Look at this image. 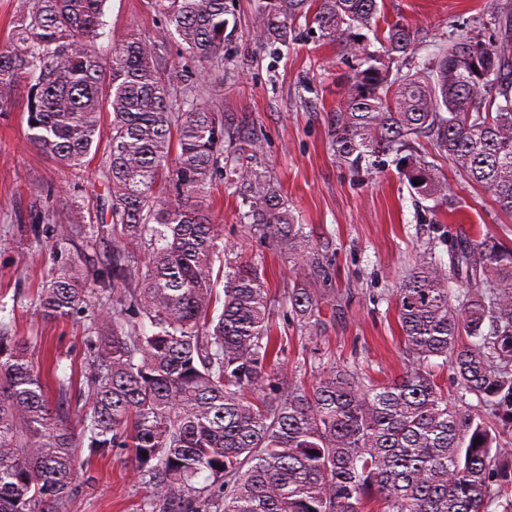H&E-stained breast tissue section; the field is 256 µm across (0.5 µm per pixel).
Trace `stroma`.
<instances>
[{
  "mask_svg": "<svg viewBox=\"0 0 512 512\" xmlns=\"http://www.w3.org/2000/svg\"><path fill=\"white\" fill-rule=\"evenodd\" d=\"M485 0H379L386 21L419 29L417 57H425L463 23L481 17ZM254 0H237L233 36L224 48L223 77L201 83L200 103L223 112L242 139L260 142L255 166L278 183L296 223L305 225L316 265H299L288 252L240 221L241 200L216 181L211 211L224 226L230 261L256 265L276 307L284 339V366L292 377L315 382L336 366L385 383L405 370L396 290L415 261L430 253L446 258L457 233L491 236L512 246V216L438 158L447 203L421 199L403 180L393 156L354 170L331 149L328 118L336 109L350 69L337 45L312 33L270 51L252 35ZM107 36L97 42L110 56L116 41L135 32L164 42L168 63L185 65L174 38L165 36L149 0H107ZM22 97L0 112V320L27 339L35 361L54 354L61 377L80 373L98 304L63 320L45 319L38 298L53 273L88 257L107 261L112 243L55 245L74 218L87 224L111 221L106 152L98 150L82 169L58 166L26 138ZM324 297L313 335L286 316L285 296L294 282ZM79 491L71 512H138L146 489L120 450L77 462Z\"/></svg>",
  "mask_w": 512,
  "mask_h": 512,
  "instance_id": "1",
  "label": "stroma"
}]
</instances>
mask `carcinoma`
<instances>
[{"mask_svg":"<svg viewBox=\"0 0 512 512\" xmlns=\"http://www.w3.org/2000/svg\"><path fill=\"white\" fill-rule=\"evenodd\" d=\"M105 3L17 0L14 47L0 51V112L23 91L29 143L65 168L84 166L107 138L112 200V223L72 222L61 238L112 240L108 262L90 277L61 269L39 299L53 320L92 298L104 306L80 428L50 402L29 342L0 322V512H68L78 456L113 449L146 485L140 512H512V448L501 443L512 432V247L460 234L448 260L415 263L396 294L407 361L398 379H288L262 274L226 261L223 225L204 202L226 177L248 207L243 223L317 262L304 225L253 165L260 145L224 166V113L195 101L207 65L224 61L234 0H150L198 72L166 63L164 43L136 33L101 58ZM378 12V0H256L254 41L286 46L303 20L341 46L353 74L328 133L351 168L393 154L411 189L445 201L416 147L425 139L512 215V7L486 0L491 33L477 19L417 63V31L389 22L379 35ZM320 305L302 284L288 289V311L310 331ZM434 359L452 367V401L428 369ZM204 471L211 482L195 486Z\"/></svg>","mask_w":512,"mask_h":512,"instance_id":"cac0c4a2","label":"carcinoma"}]
</instances>
